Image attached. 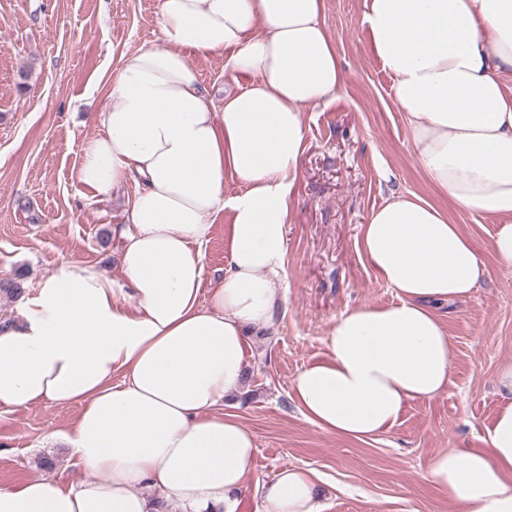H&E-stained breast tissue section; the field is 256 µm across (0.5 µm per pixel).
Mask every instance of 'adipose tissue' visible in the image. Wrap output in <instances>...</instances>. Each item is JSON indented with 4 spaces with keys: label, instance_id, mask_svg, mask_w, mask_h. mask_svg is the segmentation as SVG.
I'll return each mask as SVG.
<instances>
[{
    "label": "adipose tissue",
    "instance_id": "obj_1",
    "mask_svg": "<svg viewBox=\"0 0 512 512\" xmlns=\"http://www.w3.org/2000/svg\"><path fill=\"white\" fill-rule=\"evenodd\" d=\"M363 22L427 178L458 210L493 215L490 249L512 265V0H365ZM324 0H159L161 44L124 55L83 150L81 183L133 182L122 285L82 261L0 326V407L79 406L58 436L76 473L0 488V512H325L313 471L251 485L256 440L236 411L254 335L288 309L289 195L305 150L303 109L342 84ZM229 51L245 78L216 108L187 54ZM242 190L225 197L226 181ZM230 210L224 274L204 286L203 248ZM359 253L396 295L340 314L324 355L295 375L303 420L359 441L448 387L453 345L438 310L487 274L445 211L396 194ZM481 448H448L426 477L459 512H512V364ZM158 490V501L143 496Z\"/></svg>",
    "mask_w": 512,
    "mask_h": 512
}]
</instances>
